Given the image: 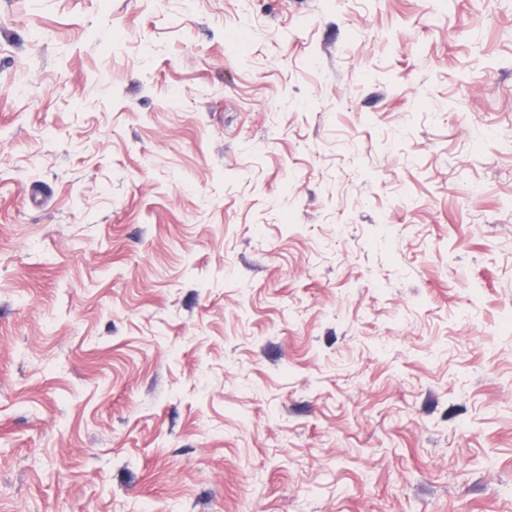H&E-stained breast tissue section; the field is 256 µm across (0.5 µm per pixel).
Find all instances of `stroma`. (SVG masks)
Listing matches in <instances>:
<instances>
[{"mask_svg":"<svg viewBox=\"0 0 512 512\" xmlns=\"http://www.w3.org/2000/svg\"><path fill=\"white\" fill-rule=\"evenodd\" d=\"M0 512H512V0H0Z\"/></svg>","mask_w":512,"mask_h":512,"instance_id":"stroma-1","label":"stroma"}]
</instances>
